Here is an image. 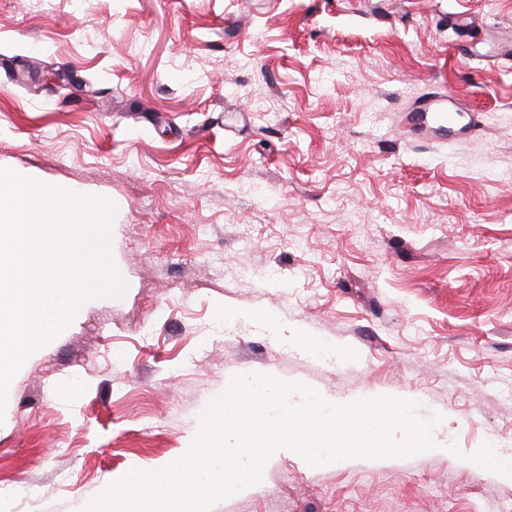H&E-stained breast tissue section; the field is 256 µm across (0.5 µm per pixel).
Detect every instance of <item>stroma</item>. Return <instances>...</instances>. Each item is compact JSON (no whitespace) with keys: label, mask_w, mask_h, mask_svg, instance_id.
<instances>
[{"label":"stroma","mask_w":512,"mask_h":512,"mask_svg":"<svg viewBox=\"0 0 512 512\" xmlns=\"http://www.w3.org/2000/svg\"><path fill=\"white\" fill-rule=\"evenodd\" d=\"M512 0H0V167L112 199L123 298L14 377L0 504L168 464L233 375L420 403L512 448ZM450 93L455 125L419 108ZM270 270L271 278L260 275ZM330 342L322 356L302 337ZM211 512H512L451 454L272 457Z\"/></svg>","instance_id":"obj_1"}]
</instances>
